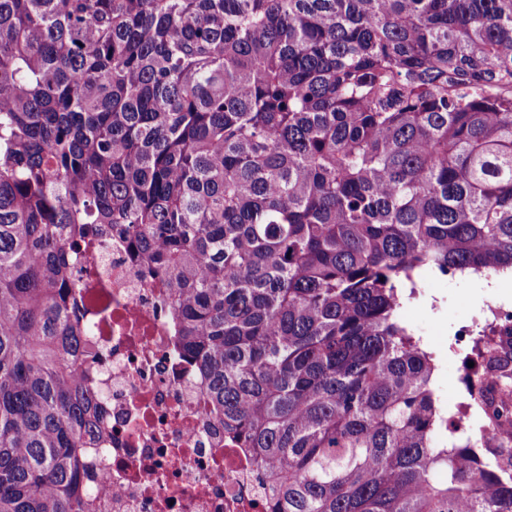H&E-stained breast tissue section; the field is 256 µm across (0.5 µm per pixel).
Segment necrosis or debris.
Masks as SVG:
<instances>
[{
    "instance_id": "obj_1",
    "label": "necrosis or debris",
    "mask_w": 512,
    "mask_h": 512,
    "mask_svg": "<svg viewBox=\"0 0 512 512\" xmlns=\"http://www.w3.org/2000/svg\"><path fill=\"white\" fill-rule=\"evenodd\" d=\"M94 274L110 284L104 295L86 289L84 302L105 352L94 391L112 422L111 447L93 449L89 459L106 486L97 512H268L252 452L225 438L203 378L170 333L158 288L130 262L123 240L104 237ZM106 303L108 326L96 316ZM480 333L511 350L512 305L457 331L466 347Z\"/></svg>"
}]
</instances>
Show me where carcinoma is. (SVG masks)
Instances as JSON below:
<instances>
[{
  "mask_svg": "<svg viewBox=\"0 0 512 512\" xmlns=\"http://www.w3.org/2000/svg\"><path fill=\"white\" fill-rule=\"evenodd\" d=\"M160 288L274 512H512L403 315L512 273V0H0V512H96L98 237Z\"/></svg>",
  "mask_w": 512,
  "mask_h": 512,
  "instance_id": "1",
  "label": "carcinoma"
}]
</instances>
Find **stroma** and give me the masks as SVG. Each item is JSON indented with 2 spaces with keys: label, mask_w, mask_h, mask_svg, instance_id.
<instances>
[{
  "label": "stroma",
  "mask_w": 512,
  "mask_h": 512,
  "mask_svg": "<svg viewBox=\"0 0 512 512\" xmlns=\"http://www.w3.org/2000/svg\"><path fill=\"white\" fill-rule=\"evenodd\" d=\"M499 304H512V281L495 288L484 277L438 282L428 276L420 299L406 310L408 321L435 354L434 387L448 412H456L458 402L465 399L460 376L469 362L467 351L456 345L455 332L462 322L485 319Z\"/></svg>",
  "instance_id": "stroma-1"
}]
</instances>
